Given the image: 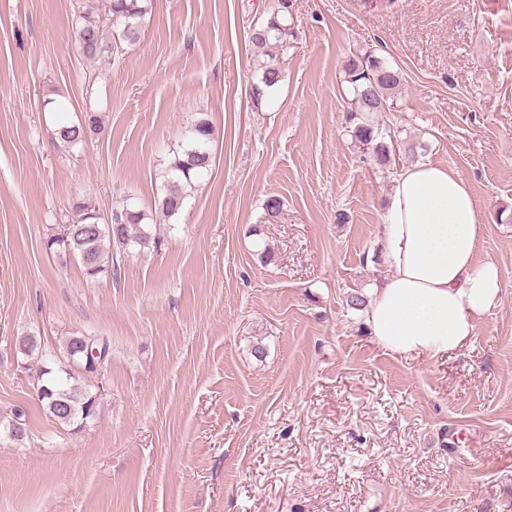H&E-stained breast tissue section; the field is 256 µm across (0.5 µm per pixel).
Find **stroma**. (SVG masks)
I'll use <instances>...</instances> for the list:
<instances>
[{
    "instance_id": "1",
    "label": "stroma",
    "mask_w": 512,
    "mask_h": 512,
    "mask_svg": "<svg viewBox=\"0 0 512 512\" xmlns=\"http://www.w3.org/2000/svg\"><path fill=\"white\" fill-rule=\"evenodd\" d=\"M77 4L0 0V420L28 422L23 442L0 434V512H512V0H289L259 105L250 33L278 0H151L106 62L72 39ZM369 51L403 74L372 116L382 167L347 119L344 68ZM90 112L104 132L58 147ZM200 112L212 166L169 219L161 175ZM416 162L469 184L476 258L503 287L435 359L386 353L348 305L386 273L382 214ZM82 199L136 204L155 244L87 279L46 249ZM27 334L41 357L19 352ZM81 335L108 341L99 375L67 363ZM63 365L98 396L78 431L37 397L39 369Z\"/></svg>"
}]
</instances>
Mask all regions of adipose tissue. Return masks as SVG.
<instances>
[{
    "label": "adipose tissue",
    "mask_w": 512,
    "mask_h": 512,
    "mask_svg": "<svg viewBox=\"0 0 512 512\" xmlns=\"http://www.w3.org/2000/svg\"><path fill=\"white\" fill-rule=\"evenodd\" d=\"M482 232L472 192L454 170L425 162L397 174L381 226L387 273L365 318L387 353L447 354L501 305L499 268L475 261Z\"/></svg>",
    "instance_id": "obj_1"
}]
</instances>
